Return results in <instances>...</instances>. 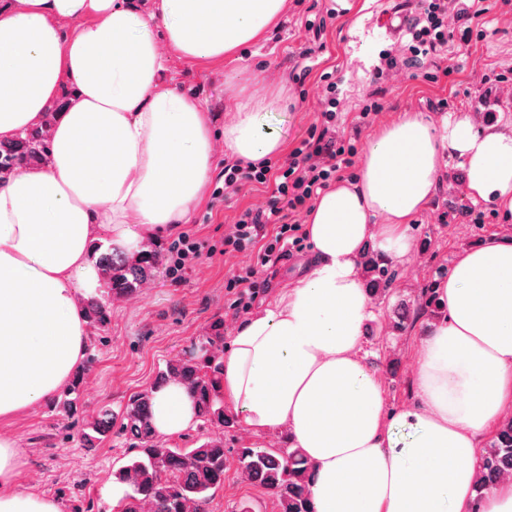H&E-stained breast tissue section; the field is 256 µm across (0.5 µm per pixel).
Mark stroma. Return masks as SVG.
Returning a JSON list of instances; mask_svg holds the SVG:
<instances>
[{
    "label": "stroma",
    "instance_id": "35a3bbf8",
    "mask_svg": "<svg viewBox=\"0 0 512 512\" xmlns=\"http://www.w3.org/2000/svg\"><path fill=\"white\" fill-rule=\"evenodd\" d=\"M398 2L290 0L283 24H271L254 45L244 47L241 55L197 61L164 49L163 86L201 103L219 137L236 109L239 89L252 92L260 86L269 93L284 90V106L273 111L267 122L282 142L275 158L284 160L287 151L306 137L314 120L318 104L306 92L321 75H330L335 82L345 112H355L368 98L372 67L380 52L393 44L392 37L381 33L378 24L393 15ZM330 8L335 9L336 16L328 19L321 36L323 48L313 55L309 74H301V53L309 38L306 23L325 17ZM473 27L484 30L485 35L472 39L457 54L452 75L436 82L422 75L409 78L386 93L384 124L396 122L407 112L431 113L437 123L468 115L469 94L478 78L512 66V16L505 14L503 5H495L476 19ZM441 99L448 102L445 111L431 112V103ZM213 188V182H206L204 201L183 225L184 230L212 243L221 241L238 211L265 198L263 188L248 187L213 204L209 201ZM478 208L483 212V224L478 229L470 226L463 230L456 224L415 225L413 255L393 263L401 271V279L390 296L372 307L374 318L361 353L379 370L387 407L415 404L413 377L419 340L432 321L431 315L425 314L407 335L386 333L385 325L396 305L413 300L424 285L447 277L456 262L485 237H512V220H503L500 213L488 210L486 203H479ZM256 263L253 251L205 258L188 270L184 282L177 286L161 268L137 294L113 300L107 327L89 334L80 365L86 380L76 414H63L51 400L0 419V435L17 441L18 490L56 500L61 512H113L109 494L113 474L133 451L116 432L97 447H85L83 426L97 417L101 407L120 411L131 396L150 389L166 363L189 349L214 320H223L225 336H232L240 320L229 308L225 284L233 273ZM204 433L223 437L228 448L254 443L268 448L285 445L283 433L256 435L239 420L228 428L195 425L183 432L177 443L183 448L191 446ZM246 506L253 512H273L275 508L271 493L242 482L235 459H228L224 485L214 493L209 512H240Z\"/></svg>",
    "mask_w": 512,
    "mask_h": 512
}]
</instances>
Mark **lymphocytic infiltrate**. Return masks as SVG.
<instances>
[{"label": "lymphocytic infiltrate", "mask_w": 512, "mask_h": 512, "mask_svg": "<svg viewBox=\"0 0 512 512\" xmlns=\"http://www.w3.org/2000/svg\"><path fill=\"white\" fill-rule=\"evenodd\" d=\"M400 7L406 12L403 22L411 41L394 45L381 56L373 75L375 88L352 119L340 113L334 84H317L310 95L319 111L307 137L284 162L268 157L256 162L225 158L224 180L213 189V201H224L248 186L267 188L268 197L261 205L239 211L220 244L201 241L186 231L167 242L166 275L171 283H181L186 271L202 258L257 250L259 268H247L226 283L233 295L231 309L249 312L269 288L276 266L304 250L305 215L322 193L345 181L347 169L355 163L357 142L382 120L387 89L405 79L417 57L431 61L442 73L452 72L450 44L470 42L474 19L486 11L485 0H401Z\"/></svg>", "instance_id": "lymphocytic-infiltrate-1"}]
</instances>
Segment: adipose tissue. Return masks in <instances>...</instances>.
I'll return each instance as SVG.
<instances>
[{
    "label": "adipose tissue",
    "mask_w": 512,
    "mask_h": 512,
    "mask_svg": "<svg viewBox=\"0 0 512 512\" xmlns=\"http://www.w3.org/2000/svg\"><path fill=\"white\" fill-rule=\"evenodd\" d=\"M284 0H0V140L40 125L53 102L46 164L0 182V418L49 401L84 357L81 293L104 289L99 235L138 249L202 201L215 151L207 113L162 88L161 45L210 60L256 41ZM84 20L73 37L63 19ZM277 97L250 98L224 150L277 153L262 135ZM463 157L474 200L512 216V132L405 114L368 142L353 180L322 193L306 223L312 268L251 313L224 351L220 392L255 434L286 433L313 469L311 512H512V483L476 496V437L512 409V239L490 236L437 282L443 316L419 341L417 402L386 409L361 356L373 317L368 250L401 259L445 152ZM158 437L197 422L186 385L154 390ZM17 443L0 436V512H60L16 491Z\"/></svg>",
    "instance_id": "1"
}]
</instances>
